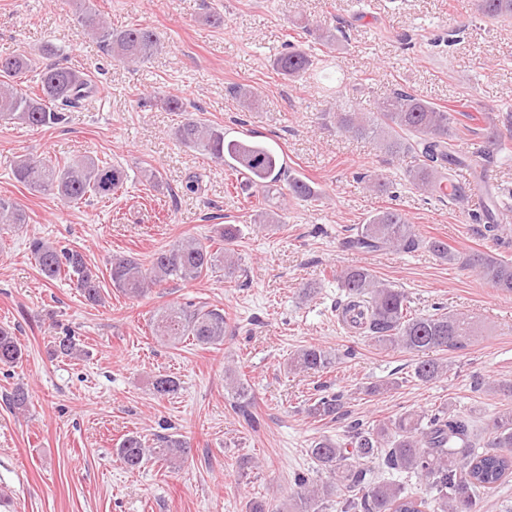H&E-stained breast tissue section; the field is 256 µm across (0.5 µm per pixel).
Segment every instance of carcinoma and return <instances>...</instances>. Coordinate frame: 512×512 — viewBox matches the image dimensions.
Instances as JSON below:
<instances>
[{
    "mask_svg": "<svg viewBox=\"0 0 512 512\" xmlns=\"http://www.w3.org/2000/svg\"><path fill=\"white\" fill-rule=\"evenodd\" d=\"M80 32L96 39L113 61L140 65L163 48L160 34L149 26L117 30L90 0H69ZM474 12L488 19H511L512 0H474ZM303 29L331 44L337 35L320 25L300 18ZM58 50L48 44L41 58L26 54L0 57V122L32 128H53L64 121L65 112L81 106L95 85L89 73L57 60ZM314 60L304 50L288 46L273 64L284 79L296 81L313 69ZM38 73L35 85L21 84L30 73ZM233 94L240 106L255 110L260 95L251 88L236 86ZM336 129L361 139H371L392 158L411 156L414 164L405 170L407 182L419 192L439 200L448 198L463 206L466 191L454 180L458 168L470 171L474 186L485 181L488 166L512 151L509 139L497 133L496 119L488 118L486 145L476 151L460 149L461 134L453 106L439 107L402 88L378 99L364 111L350 100L347 88L336 90V105L326 108ZM185 148L228 165L244 178L243 185L273 192L286 182L288 194L302 201L318 196L312 183L286 167L270 146L246 135L229 138L224 128L190 117L174 132ZM11 173L25 188L75 202L85 197L111 199L123 189L127 170L93 156H81L64 163L42 155H20L11 162ZM375 193L389 191L388 184L372 172L358 175ZM497 203L484 207L483 217L492 238L500 237L506 225L497 220ZM27 223L23 206L0 198V234ZM235 224H222L216 237L222 246L214 249L195 237L179 240L156 250L149 267L132 256L113 255L107 261L110 281L130 298H140L150 289L169 281L193 282L222 269L232 275L240 269L239 258L230 248L239 237ZM349 246L366 251L391 250L412 253L424 247L437 258L475 273L496 290L512 294V263L484 252L462 253L447 242L424 240L405 214L387 207L370 214L356 227ZM30 252L47 280L65 277L85 298L101 300L98 274L87 266L81 251L58 248L42 238L30 242ZM344 298L336 301V312L350 327L366 334L383 348H402L413 353L464 350L478 340L479 327L465 313L412 312L408 296L401 288L380 281L369 269L347 267L336 276ZM155 335L179 342L192 339L204 348L224 345L230 324L224 310L215 306H171L157 313ZM23 358V349L14 333L0 327V364L11 366ZM337 355L311 345L297 350L289 368L303 373L324 372L335 364ZM448 372L437 359H423L414 367V377L431 383ZM233 411L253 427L257 416L246 380L235 377ZM154 394L168 396L177 389L170 375L152 382ZM343 406L340 395H322L309 406L316 418H335ZM189 442L171 434H158L151 444L136 433L126 435L116 448V456L135 470L149 458L169 463L184 459ZM310 456L330 474V481L318 483L307 475L295 478L292 512H320V507L339 491L347 493L342 512H481L486 497L497 492L512 475V411L499 413L486 436L478 434L476 422L466 414L435 410L404 412L388 424L367 426L355 420L346 441L322 438L311 444ZM424 482L426 495L419 496L391 481L374 478L373 463Z\"/></svg>",
    "mask_w": 512,
    "mask_h": 512,
    "instance_id": "1",
    "label": "carcinoma"
}]
</instances>
